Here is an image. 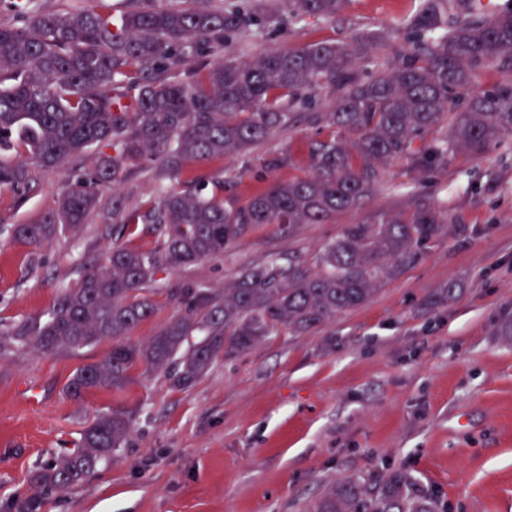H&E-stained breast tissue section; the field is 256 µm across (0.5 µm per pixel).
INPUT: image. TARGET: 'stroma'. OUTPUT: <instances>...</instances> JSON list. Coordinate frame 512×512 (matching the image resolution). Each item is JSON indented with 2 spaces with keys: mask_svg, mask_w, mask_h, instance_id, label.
Listing matches in <instances>:
<instances>
[{
  "mask_svg": "<svg viewBox=\"0 0 512 512\" xmlns=\"http://www.w3.org/2000/svg\"><path fill=\"white\" fill-rule=\"evenodd\" d=\"M424 0H350L336 20L292 19L249 30L230 50L249 61L273 49L383 36L367 74L405 44ZM325 129L296 116L247 154L190 164L176 179L150 162L124 172L117 194L146 207L159 189L244 200L271 182L307 172L308 146ZM291 156L292 166L277 160ZM32 167L37 187L19 198L0 189V329L46 315L88 262L119 246L154 248L146 225L111 233L96 212L75 234L40 247L14 241L12 227L36 222L61 188L92 169ZM425 194L456 221L447 237L390 279L372 300L300 336L271 337L219 362L192 386L174 389L136 370L124 389L68 396L82 366L111 340L80 351L17 349L0 358V512H306L337 480L410 474L440 512H512V147L426 168L387 164L365 211L408 206ZM359 214L286 231L267 224L223 256L161 272L150 289L152 318L130 335L144 342L178 312L170 288L195 281L220 290L239 270L272 256L311 259ZM454 289L452 301L442 300ZM125 412L132 429L73 492H37L34 474L79 451L96 415Z\"/></svg>",
  "mask_w": 512,
  "mask_h": 512,
  "instance_id": "35a3bbf8",
  "label": "stroma"
}]
</instances>
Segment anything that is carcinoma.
I'll return each mask as SVG.
<instances>
[{"instance_id":"obj_1","label":"carcinoma","mask_w":512,"mask_h":512,"mask_svg":"<svg viewBox=\"0 0 512 512\" xmlns=\"http://www.w3.org/2000/svg\"><path fill=\"white\" fill-rule=\"evenodd\" d=\"M139 0L115 17L106 0L87 10L19 14L0 24V152L19 161L0 164V188L35 189L29 165L44 169L78 161L100 149L94 169L61 191L57 206L34 224L14 228L29 245L77 232L100 208L104 191L128 162L148 159L173 178L182 166L250 152L287 126L284 106H310L307 91L332 87L336 105L307 118L330 132L309 146L310 172L274 181L247 201L168 191L144 210L111 199L112 226L148 224L151 250L116 248L104 264H90L65 289L46 319L32 317L0 332V357L16 348L81 350L104 338L112 350L79 369L67 385L74 399L91 390H120L134 370L160 372L186 388L220 360L247 352L282 329L302 335L368 303L417 254L448 234L454 216L426 198L399 212L371 213L347 224L315 254L313 265L278 256L241 269L221 292L185 282L170 291L179 314L145 343L127 341L155 312L147 285L161 271L220 257L264 224H329L359 211L385 177L384 166L406 159L413 168L449 156L479 157L512 133V9L471 15L436 38L440 4L411 23L408 46L374 76L359 64L375 37L271 50L249 62L227 51L205 61L214 46L285 15L336 18L348 0ZM195 60L192 78L182 66ZM508 72L492 90L480 86L489 68ZM288 102H283V99ZM449 127L448 139L420 150L418 139ZM111 148L115 153L108 154ZM131 421L119 412L97 416L82 449L38 473L39 490H73L104 458L121 448ZM311 512H438L437 503L408 474L380 482L344 480Z\"/></svg>"}]
</instances>
